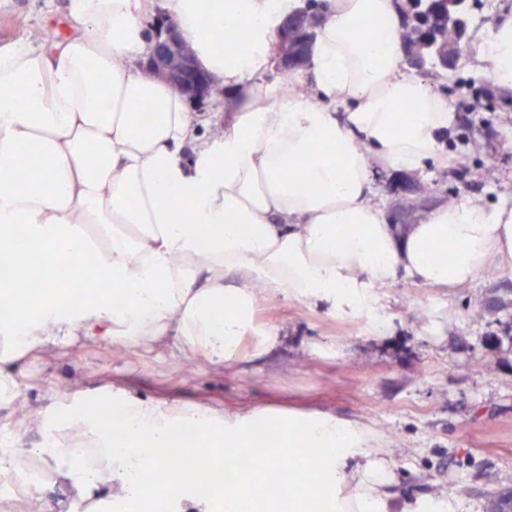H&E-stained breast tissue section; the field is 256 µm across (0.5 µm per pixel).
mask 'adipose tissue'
I'll list each match as a JSON object with an SVG mask.
<instances>
[{"mask_svg": "<svg viewBox=\"0 0 512 512\" xmlns=\"http://www.w3.org/2000/svg\"><path fill=\"white\" fill-rule=\"evenodd\" d=\"M302 0H164L197 65L224 89L230 118L207 138L208 119L148 64L142 25L154 0H66L65 37L47 47L0 50V395L21 390L11 368L23 354L87 336L112 347L170 341L212 364L239 354L256 296L268 290L361 312L370 286L405 277L462 286L489 260L512 267V207L466 200L434 207L416 224H391L371 203L372 162L406 171L438 160L457 115L447 98L402 69V0H327L306 75L261 82L282 20ZM383 37L362 32L375 23ZM244 38L225 47L226 30ZM482 74L512 91V15L474 46ZM305 75V76H306ZM152 110L140 123L135 105ZM453 244L439 260L441 244ZM87 292L59 296L57 270ZM119 404L126 428L104 425ZM65 421L90 445H66ZM192 424L191 458L214 449L255 451L253 430H278L301 469L295 495L265 512H457L452 500L393 490L396 462L360 423L319 411L275 413L129 398L99 388L30 419L31 447L0 449V480L14 481L25 512H43L46 475L70 493L66 512L109 503L126 512L148 485L161 512H239L236 485L224 505L197 491L195 470L163 482L164 450ZM41 462L31 469L28 461Z\"/></svg>", "mask_w": 512, "mask_h": 512, "instance_id": "adipose-tissue-1", "label": "adipose tissue"}]
</instances>
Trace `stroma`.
Returning a JSON list of instances; mask_svg holds the SVG:
<instances>
[{"label":"stroma","mask_w":512,"mask_h":512,"mask_svg":"<svg viewBox=\"0 0 512 512\" xmlns=\"http://www.w3.org/2000/svg\"><path fill=\"white\" fill-rule=\"evenodd\" d=\"M42 0L0 6V47L55 39L41 21ZM467 53L449 84L432 81L458 123L447 165L412 172L426 194L409 200L374 164L372 200L387 214L417 203L424 217L446 199L512 205V92L479 72ZM358 314L332 312L274 293L258 297L255 331L276 330L279 345L243 344L236 360L201 365L190 353L153 342L106 347L78 336L15 361L25 400L10 409L24 433L47 396L116 386L134 397L218 410H319L368 426L393 454L394 487L431 499L454 498L488 512V495L512 490V270L489 263L463 288L397 278L369 288Z\"/></svg>","instance_id":"1"}]
</instances>
